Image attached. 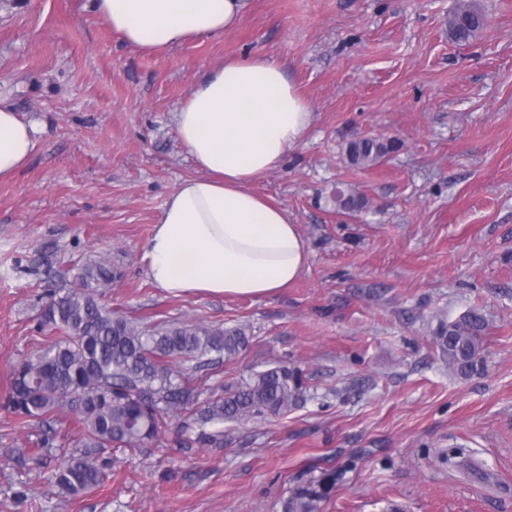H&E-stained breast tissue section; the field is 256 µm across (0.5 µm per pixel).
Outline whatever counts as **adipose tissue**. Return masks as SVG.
<instances>
[{
	"label": "adipose tissue",
	"mask_w": 512,
	"mask_h": 512,
	"mask_svg": "<svg viewBox=\"0 0 512 512\" xmlns=\"http://www.w3.org/2000/svg\"><path fill=\"white\" fill-rule=\"evenodd\" d=\"M129 45L148 52L234 30L248 0H89ZM313 119L282 68L264 58L225 63L188 95L176 131L197 173L169 192L146 245L148 276L171 296L264 297L303 273L306 242L253 183L280 167ZM36 146L32 126L0 99V178Z\"/></svg>",
	"instance_id": "adipose-tissue-1"
}]
</instances>
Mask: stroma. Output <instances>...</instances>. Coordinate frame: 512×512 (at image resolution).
Wrapping results in <instances>:
<instances>
[{"label":"stroma","mask_w":512,"mask_h":512,"mask_svg":"<svg viewBox=\"0 0 512 512\" xmlns=\"http://www.w3.org/2000/svg\"><path fill=\"white\" fill-rule=\"evenodd\" d=\"M471 3L487 26L464 45L448 29L458 0H250L230 32L143 52L88 0H0V98L37 139L0 180V402L50 334L42 293L95 256L116 270L101 297L114 310L246 326L207 387L286 364L307 395L225 423L220 448H181L174 423L148 454L105 450L109 479L75 499L49 481L53 458L18 460L44 425L0 406V512H283L313 482L328 485L318 512H512V0ZM245 56L282 64L314 112L253 185L297 224L307 266L268 297H173L145 246L196 173L174 114ZM365 137L396 147L353 166ZM340 191L365 207L337 211ZM472 308L486 328L463 376L430 339Z\"/></svg>","instance_id":"stroma-1"}]
</instances>
